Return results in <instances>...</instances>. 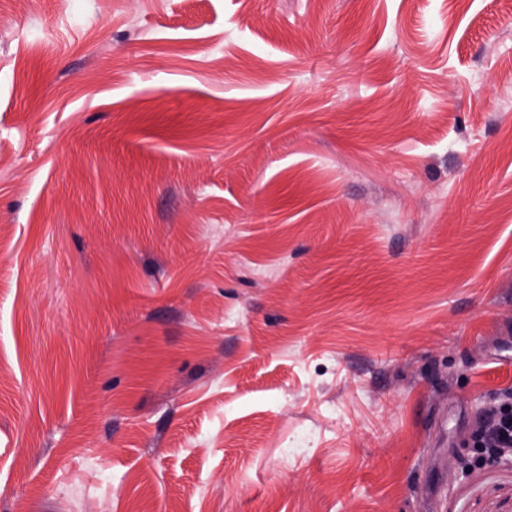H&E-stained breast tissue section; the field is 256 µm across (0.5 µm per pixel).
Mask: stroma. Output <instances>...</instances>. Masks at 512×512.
<instances>
[{
	"instance_id": "obj_1",
	"label": "stroma",
	"mask_w": 512,
	"mask_h": 512,
	"mask_svg": "<svg viewBox=\"0 0 512 512\" xmlns=\"http://www.w3.org/2000/svg\"><path fill=\"white\" fill-rule=\"evenodd\" d=\"M512 0H0V512H512ZM512 408L493 412L476 434L477 446L497 454L512 452Z\"/></svg>"
}]
</instances>
